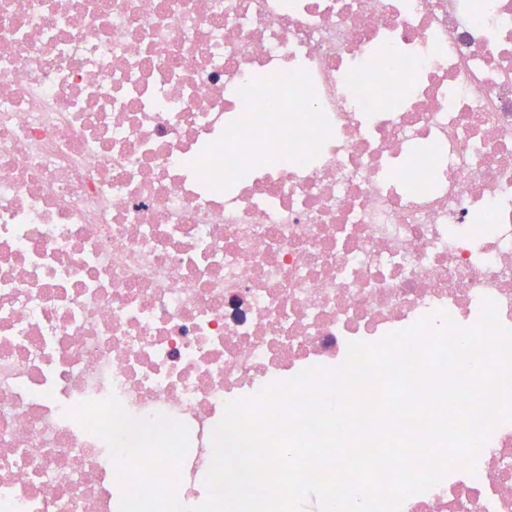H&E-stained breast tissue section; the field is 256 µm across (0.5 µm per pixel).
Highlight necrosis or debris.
Masks as SVG:
<instances>
[{"mask_svg": "<svg viewBox=\"0 0 512 512\" xmlns=\"http://www.w3.org/2000/svg\"><path fill=\"white\" fill-rule=\"evenodd\" d=\"M512 331V0H0V512H119L184 423L483 299ZM401 512H512V423Z\"/></svg>", "mask_w": 512, "mask_h": 512, "instance_id": "4bbe7bcc", "label": "necrosis or debris"}]
</instances>
